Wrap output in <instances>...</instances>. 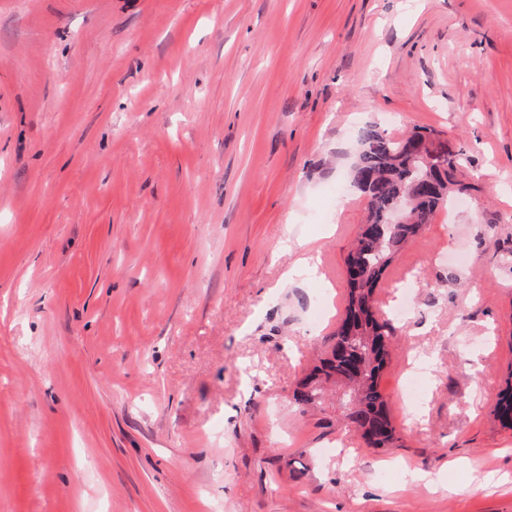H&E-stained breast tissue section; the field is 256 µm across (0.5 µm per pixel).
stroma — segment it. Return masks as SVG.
<instances>
[{"label": "stroma", "instance_id": "1", "mask_svg": "<svg viewBox=\"0 0 512 512\" xmlns=\"http://www.w3.org/2000/svg\"><path fill=\"white\" fill-rule=\"evenodd\" d=\"M375 124L475 185L376 291L385 450L293 397ZM511 376L512 0H0V512H512Z\"/></svg>", "mask_w": 512, "mask_h": 512}]
</instances>
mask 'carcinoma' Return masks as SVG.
Here are the masks:
<instances>
[{
	"label": "carcinoma",
	"mask_w": 512,
	"mask_h": 512,
	"mask_svg": "<svg viewBox=\"0 0 512 512\" xmlns=\"http://www.w3.org/2000/svg\"><path fill=\"white\" fill-rule=\"evenodd\" d=\"M431 131H416L408 137L393 138L376 125L361 130V150L350 170L352 186L366 199L367 220L347 253L345 264L358 273L346 278L344 317L354 322V335L336 328L334 344L321 366L299 383L298 402L309 405L322 399V384L333 382L349 390L341 405L345 425L362 433L370 446L390 448L395 442L387 402L379 378L391 359L397 337L390 323L376 315L375 293L395 255L410 240L419 236L436 212L451 196L470 185L457 179L465 153L428 170L417 158L415 145L430 139ZM410 202L414 220L391 224L389 218L398 204ZM512 384L499 393L497 410L504 424L512 420Z\"/></svg>",
	"instance_id": "obj_1"
}]
</instances>
